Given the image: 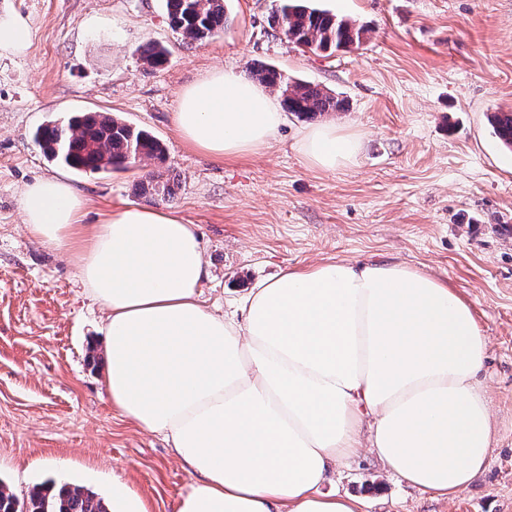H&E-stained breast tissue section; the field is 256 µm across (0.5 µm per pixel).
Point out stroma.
<instances>
[{"label": "stroma", "mask_w": 512, "mask_h": 512, "mask_svg": "<svg viewBox=\"0 0 512 512\" xmlns=\"http://www.w3.org/2000/svg\"><path fill=\"white\" fill-rule=\"evenodd\" d=\"M280 3L225 0L227 27L187 45L165 0H0L32 28L27 55L0 56V482L18 499L71 483L108 501L118 476L148 512H172L189 483L162 434L112 409L92 358L103 312L75 259L23 224V190L55 176L81 192L82 223L152 205L197 225L211 272L201 299L228 317L259 281L332 257L400 261L448 281L486 341L479 378L497 438L483 472L435 498L364 451L324 489L362 498V512H512V152L490 123L512 112V0H310L369 30L330 57L271 29ZM148 44L167 49L162 66L144 64ZM259 65L344 99L325 118L360 136L354 165L312 167L299 150L310 122L290 113L273 142L237 158L180 137L172 116L185 87ZM76 111L149 130L165 160L96 173L48 162L34 131ZM150 171L173 178L172 198L141 194Z\"/></svg>", "instance_id": "stroma-1"}]
</instances>
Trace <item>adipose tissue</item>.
Returning <instances> with one entry per match:
<instances>
[{"mask_svg":"<svg viewBox=\"0 0 512 512\" xmlns=\"http://www.w3.org/2000/svg\"><path fill=\"white\" fill-rule=\"evenodd\" d=\"M29 21L0 15V55H26ZM174 125L217 158L254 152L282 123L253 80L215 71L180 94ZM358 138L306 129L314 167L354 162ZM67 180L28 185L23 222L77 258L106 312L102 385L113 407L163 434L190 482L174 512H360L324 492L332 467L369 446L385 471L451 497L483 471L496 428L479 374L485 343L448 282L399 262L329 258L250 288L239 317L206 308L197 225L126 206L81 221Z\"/></svg>","mask_w":512,"mask_h":512,"instance_id":"obj_1","label":"adipose tissue"}]
</instances>
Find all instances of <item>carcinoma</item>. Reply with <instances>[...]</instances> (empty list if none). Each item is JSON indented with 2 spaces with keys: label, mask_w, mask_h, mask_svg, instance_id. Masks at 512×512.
I'll return each instance as SVG.
<instances>
[{
  "label": "carcinoma",
  "mask_w": 512,
  "mask_h": 512,
  "mask_svg": "<svg viewBox=\"0 0 512 512\" xmlns=\"http://www.w3.org/2000/svg\"><path fill=\"white\" fill-rule=\"evenodd\" d=\"M171 28L190 41H200L224 29L227 18L224 0H165ZM288 19L281 31L288 40L314 53L344 50L362 43L367 29L345 17L310 7L300 0H284L279 12L271 17L273 25ZM142 59L150 67L166 61L164 49L149 44ZM252 75L265 85L281 91L285 108L300 116L313 118L327 112L344 110L342 100L317 84L287 81L272 67H260ZM494 134L512 148V113L491 116ZM34 142L52 162L77 171L100 172L112 167H127L144 159L160 158L163 144L150 132L134 128L103 112L76 113L39 127ZM142 194L151 200H167L172 195L170 182L153 173L140 182ZM0 512H110L105 500L78 485L63 484L55 495L44 487L35 488L24 501L6 491L0 482Z\"/></svg>",
  "instance_id": "obj_1"
}]
</instances>
